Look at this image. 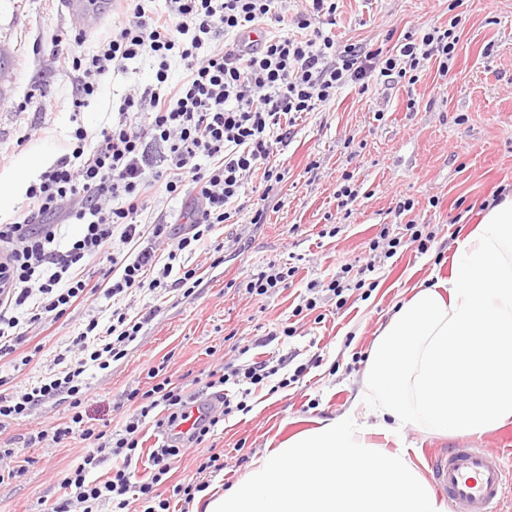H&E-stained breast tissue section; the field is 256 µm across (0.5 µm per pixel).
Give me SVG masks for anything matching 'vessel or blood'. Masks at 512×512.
Wrapping results in <instances>:
<instances>
[{
	"instance_id": "b4317fda",
	"label": "vessel or blood",
	"mask_w": 512,
	"mask_h": 512,
	"mask_svg": "<svg viewBox=\"0 0 512 512\" xmlns=\"http://www.w3.org/2000/svg\"><path fill=\"white\" fill-rule=\"evenodd\" d=\"M60 9L95 21L110 5L108 0H60ZM428 476L447 499L451 512H501L502 503L512 493L503 454L482 448L432 454Z\"/></svg>"
}]
</instances>
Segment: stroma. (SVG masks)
I'll return each mask as SVG.
<instances>
[{"mask_svg":"<svg viewBox=\"0 0 512 512\" xmlns=\"http://www.w3.org/2000/svg\"><path fill=\"white\" fill-rule=\"evenodd\" d=\"M331 33L342 44L391 49L388 31L399 33L457 18L459 43L447 76L422 72L416 83L373 81L365 94L343 88L335 103L301 115L283 157L288 180L269 198L262 224L217 226L212 241L223 244L224 262L209 254L184 256L201 283L192 294L174 290L152 300L134 294L137 314L159 304L156 316L128 347L127 356L107 370L92 371L86 422L120 427L132 405L124 398L144 382L148 370L163 366L183 385L185 395L202 399L193 380L201 372L245 356L249 361H285L286 373L306 365L303 378L287 388H259L247 399L248 413L226 417L204 444L182 449L170 461V512H181L172 498L181 483L236 484L269 443L314 427L346 410L358 391L371 347L412 285L448 278L462 239L483 217L485 202L512 190V0H337ZM122 0L94 29L79 16H67L59 0H0V47L9 55L11 76L0 83V151L10 154L0 166V223L18 217L27 187L70 149V133L82 126L96 136L131 86L147 85L155 72L147 62L126 71L97 76V91L82 110L73 107L75 79L62 74L57 56L97 54L121 18ZM415 111H408V100ZM383 118H376V109ZM318 161L317 172H308ZM354 174L361 194L351 212L338 209L336 189L343 174ZM413 200L405 220L428 225L435 239L427 253L409 248L390 258L374 256L370 240L382 225L395 223L399 198ZM336 225V237L322 236ZM296 258L299 270L289 288L262 301L241 289V281L265 270L268 262ZM374 262L367 295L353 293L344 307L324 302L321 320L297 319L292 311L309 283L328 282L344 264ZM101 321L110 302L98 298L74 311L53 335L30 326L44 345L26 366L0 367L11 386L23 388L49 371L54 354L78 333L88 313ZM295 327L286 337L282 327ZM68 403L50 401L34 416L0 431V442L15 441L34 429L68 421ZM512 423L482 436H436L413 428L399 438L419 471H427L429 451L500 448ZM221 455L223 471L198 473L202 456ZM26 459L20 477L0 484V512H43L63 493L62 481L79 462L78 443L41 444L21 449Z\"/></svg>","mask_w":512,"mask_h":512,"instance_id":"obj_1","label":"stroma"}]
</instances>
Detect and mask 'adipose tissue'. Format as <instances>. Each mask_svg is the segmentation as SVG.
Wrapping results in <instances>:
<instances>
[{
	"mask_svg": "<svg viewBox=\"0 0 512 512\" xmlns=\"http://www.w3.org/2000/svg\"><path fill=\"white\" fill-rule=\"evenodd\" d=\"M512 420V194L457 243L448 279L416 284L375 341L352 409L265 449L203 512H445L405 449L409 426L480 435Z\"/></svg>",
	"mask_w": 512,
	"mask_h": 512,
	"instance_id": "1",
	"label": "adipose tissue"
}]
</instances>
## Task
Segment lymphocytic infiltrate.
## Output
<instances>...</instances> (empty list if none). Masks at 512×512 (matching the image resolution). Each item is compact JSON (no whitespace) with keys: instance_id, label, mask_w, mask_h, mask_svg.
Segmentation results:
<instances>
[{"instance_id":"lymphocytic-infiltrate-1","label":"lymphocytic infiltrate","mask_w":512,"mask_h":512,"mask_svg":"<svg viewBox=\"0 0 512 512\" xmlns=\"http://www.w3.org/2000/svg\"><path fill=\"white\" fill-rule=\"evenodd\" d=\"M125 2L122 26L102 54L87 63L66 55L58 63L77 77L79 109L96 91L92 74L103 72L106 64L123 70L129 62L150 61L154 83L126 95L95 140L76 128L72 151L27 188L24 218L0 224V359L29 363V354L20 350L28 340L25 325L54 324L98 295L114 304L112 324L103 330L96 316H88L36 384L16 391L0 377V430L53 399L68 401L73 410L69 424L24 439L29 447L69 438L82 444L80 463L63 481L64 497L50 503L47 512H73L77 506L99 512L101 504L111 502L123 510L132 492L143 512H169L170 502L157 488L167 480L170 458L181 445L202 444L221 416L247 412L246 396L278 369L266 361L228 363L222 371L201 375L198 384L212 391L222 410L197 418L181 387L152 369L150 389L127 392L135 408L120 429L88 426L79 411L88 397L87 372L125 358L145 324L144 318L128 317L122 302L137 291H193L196 271L178 266L182 254L206 247L217 226L241 214H248L250 223H265L264 204L248 209L242 198L256 174L264 193L281 191L288 169L275 157L287 148L297 114L335 102L345 86H357L363 94L370 80L392 82L431 63L446 75L459 42L453 29L433 26L398 36L386 53L337 44L325 32L336 22V0H304L299 9L292 0H166L160 12L146 11L144 0ZM262 22L276 34L261 48L213 44L220 34L237 35ZM175 61L183 76L173 85L169 71ZM160 194L188 200L185 222L149 219ZM68 224L81 225L80 235L67 237ZM97 260L109 269L107 277L95 281L85 269ZM296 272L285 263H268L245 282V291L258 300L269 298L288 288ZM230 383L241 386L243 400L229 395ZM160 407L169 411V436L151 453L152 471L142 480L133 464L140 428ZM107 459L116 462L111 476L90 479Z\"/></svg>"}]
</instances>
